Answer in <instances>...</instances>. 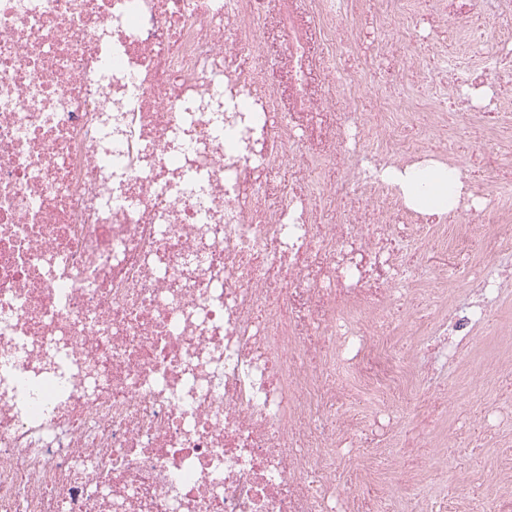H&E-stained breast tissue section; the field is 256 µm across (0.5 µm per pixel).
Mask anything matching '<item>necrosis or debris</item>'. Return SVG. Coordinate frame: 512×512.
I'll use <instances>...</instances> for the list:
<instances>
[{"label":"necrosis or debris","mask_w":512,"mask_h":512,"mask_svg":"<svg viewBox=\"0 0 512 512\" xmlns=\"http://www.w3.org/2000/svg\"><path fill=\"white\" fill-rule=\"evenodd\" d=\"M260 0H0V512H447L417 494L418 471L444 466L459 391L512 380V311L498 350L463 360L437 385L423 341L402 338L404 312L429 299L443 351L463 352L512 288L500 256L512 233L488 239L470 272L472 223L512 222V187L460 210L446 235L403 214L372 165L349 161L325 186L323 161L349 134H371L389 164L419 153L425 133L476 109L466 86L492 82L503 111L492 139L512 148V52L448 77L409 112L384 101L355 130L322 112L303 79L308 47L288 43L298 111L254 95L237 58ZM512 16V0H456L449 30L477 45L475 15ZM252 101L249 131L216 135L203 102ZM118 111L119 131L105 134ZM302 191L268 204L259 193L281 166ZM200 170L189 185L184 175ZM376 200L363 218L346 209ZM427 241L432 280L401 255ZM165 274H158V266ZM407 398L429 454L358 455L363 427L387 432L385 400ZM360 498H335L336 454Z\"/></svg>","instance_id":"obj_1"}]
</instances>
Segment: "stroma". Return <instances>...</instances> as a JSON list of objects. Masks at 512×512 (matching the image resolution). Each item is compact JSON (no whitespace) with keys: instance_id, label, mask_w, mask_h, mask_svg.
<instances>
[{"instance_id":"obj_1","label":"stroma","mask_w":512,"mask_h":512,"mask_svg":"<svg viewBox=\"0 0 512 512\" xmlns=\"http://www.w3.org/2000/svg\"><path fill=\"white\" fill-rule=\"evenodd\" d=\"M415 9L417 28L409 30L405 43L393 52L390 37L400 16L385 12L379 0H358L354 5L336 0L335 51L330 54L310 0H267L246 22L242 57L258 83L277 89L275 110L285 115L294 105L285 49L291 38L303 37L310 47L309 85L311 90H324L325 112H345L344 88L350 76L362 70L368 78L358 110L362 119L372 121L383 97L399 98L408 90L426 93L419 81L421 70L442 74L440 56L456 55L460 49L457 37L437 22L430 0H417ZM452 137L454 156L467 179L479 181L489 193L512 184V155L490 159L482 135L468 129L454 128ZM459 402L471 416L488 411L504 417L498 438L484 443L473 437L449 447L446 468L423 474L421 485L447 492L452 502L482 500L490 496L494 477L512 468V382L491 381L486 392L462 395Z\"/></svg>"}]
</instances>
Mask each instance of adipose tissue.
Here are the masks:
<instances>
[{"label": "adipose tissue", "mask_w": 512, "mask_h": 512, "mask_svg": "<svg viewBox=\"0 0 512 512\" xmlns=\"http://www.w3.org/2000/svg\"><path fill=\"white\" fill-rule=\"evenodd\" d=\"M378 176L398 189L408 207L428 218L454 213L468 197L461 174L450 172L439 162L415 163L401 169L387 166Z\"/></svg>", "instance_id": "1"}]
</instances>
